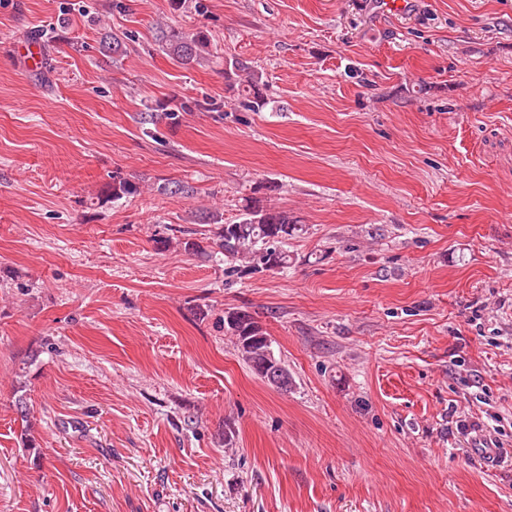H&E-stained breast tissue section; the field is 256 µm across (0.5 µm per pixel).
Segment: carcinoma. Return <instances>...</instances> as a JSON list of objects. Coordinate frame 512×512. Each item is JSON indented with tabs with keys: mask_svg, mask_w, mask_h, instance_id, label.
<instances>
[{
	"mask_svg": "<svg viewBox=\"0 0 512 512\" xmlns=\"http://www.w3.org/2000/svg\"><path fill=\"white\" fill-rule=\"evenodd\" d=\"M159 40L168 55L177 63L189 65L210 54L207 31L197 28L186 32L174 28L160 31ZM248 72L247 79L240 73ZM224 75L230 90L238 93L242 105L258 112L265 105L262 73L250 70L238 61L224 62ZM138 184L115 176L108 187V198L118 201L138 194ZM205 224L216 225L212 244L224 254V281L229 284L252 270L278 274L288 268L290 255L287 241L303 231V225L286 211L264 206L253 198L244 207L236 222L221 223L213 214L202 217ZM224 331L235 337L244 360L269 386L288 390L292 383L288 369L271 352V343L262 326L246 310L224 315Z\"/></svg>",
	"mask_w": 512,
	"mask_h": 512,
	"instance_id": "carcinoma-1",
	"label": "carcinoma"
}]
</instances>
